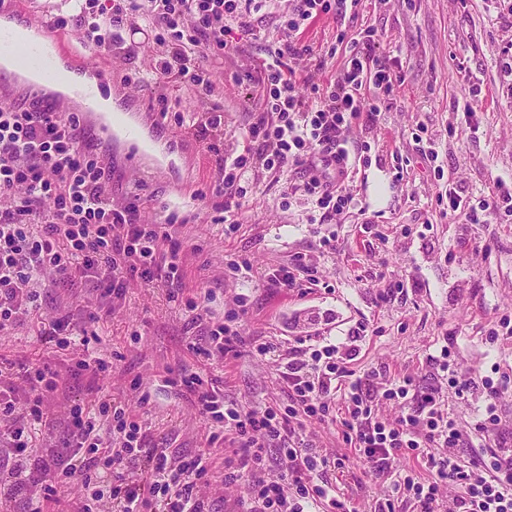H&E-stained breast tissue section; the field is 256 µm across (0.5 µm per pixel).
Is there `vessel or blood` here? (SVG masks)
Wrapping results in <instances>:
<instances>
[{
	"label": "vessel or blood",
	"instance_id": "b4317fda",
	"mask_svg": "<svg viewBox=\"0 0 512 512\" xmlns=\"http://www.w3.org/2000/svg\"><path fill=\"white\" fill-rule=\"evenodd\" d=\"M36 25L41 42L28 43L23 50L17 46L15 31L0 27V62L13 67L11 81L0 82V99H12L20 91L47 96L54 104L77 113L80 126L99 141L120 150L129 170L139 174L150 170L164 173L171 164L169 152L158 150L143 128L130 118L117 117L95 106L98 90L112 81L111 66L100 61L94 63V85L65 83L63 71L83 64L86 56L55 34L48 16H41Z\"/></svg>",
	"mask_w": 512,
	"mask_h": 512
}]
</instances>
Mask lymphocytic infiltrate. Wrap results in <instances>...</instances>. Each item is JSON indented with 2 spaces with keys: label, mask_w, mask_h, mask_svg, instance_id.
<instances>
[{
  "label": "lymphocytic infiltrate",
  "mask_w": 512,
  "mask_h": 512,
  "mask_svg": "<svg viewBox=\"0 0 512 512\" xmlns=\"http://www.w3.org/2000/svg\"><path fill=\"white\" fill-rule=\"evenodd\" d=\"M361 2L298 0L293 14L281 21V35L272 40L255 79L259 112L244 135L245 145L216 165L213 189L224 199L220 221L225 234L237 231L243 201L263 173L284 174L294 166L307 172L299 190L322 217L354 207L351 185L360 166L368 164L371 145L350 147L346 133L363 121L377 123L388 109L387 96L404 84L405 75L375 56L370 30L347 41L343 65L330 78L313 81L293 62L314 53L302 38L309 21L357 11ZM254 3L112 0L107 6L101 0H78V18L86 44L107 55L124 32L139 33L140 18H147L145 28L162 50L153 81H176L209 96L215 85L207 62L223 56L225 30H236L246 41L261 36L252 17ZM303 85L312 103L300 95ZM505 205L512 207V189L502 184L477 201L455 189L448 192L449 208L471 224ZM183 249L167 225L141 223L136 203L113 205L112 165L79 130L74 114L0 101V331L27 320L59 349L87 347L88 327L100 322L99 312L80 320L68 315L43 321L38 291L43 275L52 273L58 283H91L103 299L122 298L135 278L173 295L183 290ZM211 300L207 293L184 302L189 325L207 327L203 342L188 346L195 358L210 361L245 345L260 356L282 350L263 337L241 335L238 323L252 307L249 295H239L236 308L216 321L210 317ZM284 350L279 376L287 401L260 410L225 399L217 381L169 370L166 386L193 395L209 423L204 445L180 456L163 446L149 447L142 421L105 396L70 408L71 434L85 450L79 462L61 454L33 461L31 427L46 423V402L65 389L68 376L32 366L21 394L0 381V419L8 421L0 426V447L14 461L9 482L28 493L31 512L59 504L71 482L81 481L90 490L105 475L111 478L108 512H212L198 486L220 468L225 481L248 482L242 512H354L324 478L326 471L344 468V458L330 457L303 437L304 422L315 420L340 424L343 442L370 476L389 478L393 493L379 500L375 512H402L407 505L413 512H435L445 484L459 488L451 512H512V450L493 448L469 460L458 455L466 436L434 391L418 390L408 375L357 373L355 349L320 336L293 337ZM450 355L449 347L441 346L438 365L449 387L463 401L482 396L476 429L492 434L500 421V383L463 373ZM382 401L396 405L394 419L374 416V406ZM225 446L230 455L216 459V449ZM273 449L278 452L274 458L269 455ZM127 456L143 462L142 478L126 479ZM398 458L411 459V466L394 469Z\"/></svg>",
  "instance_id": "lymphocytic-infiltrate-1"
}]
</instances>
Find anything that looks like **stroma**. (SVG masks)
Returning <instances> with one entry per match:
<instances>
[{"label":"stroma","mask_w":512,"mask_h":512,"mask_svg":"<svg viewBox=\"0 0 512 512\" xmlns=\"http://www.w3.org/2000/svg\"><path fill=\"white\" fill-rule=\"evenodd\" d=\"M297 0H264L254 12L261 39L238 42L227 34L223 59L211 62L216 90L204 97L176 82L136 86L149 78L160 52L151 36H126L109 60L116 75L112 87L120 109L142 106L149 112L167 108L170 117L151 125L156 146L174 148L175 165L158 178L129 171L120 152L112 154V198L138 201L145 224L164 223L176 212V230L186 245L185 282L190 288L213 291L215 317L230 309L237 294H251L253 308L243 318L242 335L276 342L318 334L342 342L358 326L367 331L356 342V366L380 369L391 376L413 375L417 384H436L430 357L444 337L454 341L462 370L489 374L493 363L512 374V337L486 343L485 334L502 314L512 315V222L487 214L484 223H466L462 214L441 203L450 185H460L480 198L493 193L497 182L512 185V6L507 0H367L358 14L320 16L305 31L317 53H325L339 32L354 37L371 30L377 52L398 57L407 76L389 97L390 109L378 124H359L348 135L351 144L372 142V162L362 167L353 193L357 210L320 222L304 197L282 201L288 185L301 183L302 170L262 177L246 199L241 226L225 236L223 197L212 193L211 177L218 154L242 148V138L258 111L252 74L265 57L266 34L275 33L281 17L294 11ZM70 16L67 34L83 44L84 29L76 21L73 0H13L0 17L16 20L21 12ZM472 105L479 122L470 130L462 113ZM224 111L221 153L209 152L196 126L214 109ZM180 114L183 125L172 116ZM428 128L417 140L418 124ZM437 161H429V150ZM332 231L335 252L318 246L321 233ZM306 255L317 285L273 288L262 278L265 268ZM243 257L251 275L234 273L231 259ZM44 319L67 313L81 315L98 305L91 288H68L43 279L40 286ZM95 351L110 360L99 378L71 379L64 395L50 401L46 425L37 430L35 458H49L69 446L67 410L75 402L109 395L143 418L153 445L167 444L174 453L199 448L208 429L188 399L162 386L165 366L178 364L224 385L226 399L258 409L283 399L284 385L275 358L257 357L248 349L208 362L188 351L199 338L191 329L180 300L166 289L131 281L125 297L96 328ZM81 346L61 351L35 336L30 322L0 334V367L10 370L17 390L27 386L25 370L41 363L66 371ZM154 394L143 411L132 380ZM336 485L356 512H374L377 498L390 493L387 482H375L363 464L350 460Z\"/></svg>","instance_id":"1"}]
</instances>
